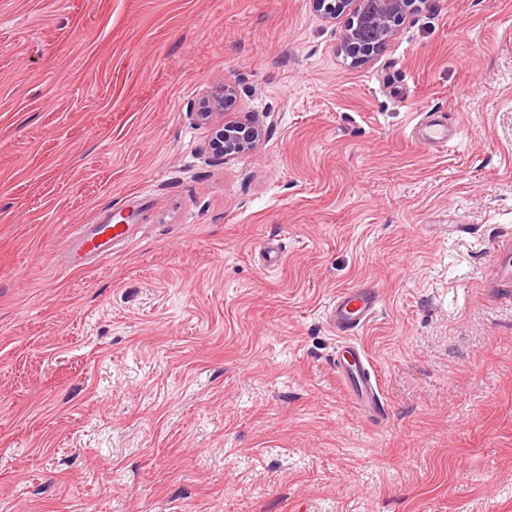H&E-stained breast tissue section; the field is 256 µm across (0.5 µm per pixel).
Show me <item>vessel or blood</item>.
Wrapping results in <instances>:
<instances>
[{
	"label": "vessel or blood",
	"mask_w": 512,
	"mask_h": 512,
	"mask_svg": "<svg viewBox=\"0 0 512 512\" xmlns=\"http://www.w3.org/2000/svg\"><path fill=\"white\" fill-rule=\"evenodd\" d=\"M418 129L421 141L430 147L447 146L458 136L457 126L449 124L442 114L428 115ZM132 234V225L112 222L107 214H100L96 223L86 225L65 244L66 263L75 268L84 265L90 256L107 258L117 243L127 241ZM377 303V296L369 289L341 290L328 308L327 321L340 335L356 334L372 319ZM336 369L347 392L357 403L366 408L375 406L377 384L372 380L367 357L359 345L346 346L344 357L336 361Z\"/></svg>",
	"instance_id": "vessel-or-blood-1"
}]
</instances>
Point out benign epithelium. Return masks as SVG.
Here are the masks:
<instances>
[{
  "label": "benign epithelium",
  "instance_id": "7a95c632",
  "mask_svg": "<svg viewBox=\"0 0 512 512\" xmlns=\"http://www.w3.org/2000/svg\"><path fill=\"white\" fill-rule=\"evenodd\" d=\"M416 0H313L324 17L348 16L341 52L354 63L365 62L396 35L397 27ZM235 93L232 84L218 87L203 103L196 117L212 126L213 149L225 158L255 148L261 138L260 126L250 120L214 123L224 110V101Z\"/></svg>",
  "mask_w": 512,
  "mask_h": 512
}]
</instances>
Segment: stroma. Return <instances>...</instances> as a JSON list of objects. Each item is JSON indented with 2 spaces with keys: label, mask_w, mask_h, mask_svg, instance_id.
<instances>
[{
  "label": "stroma",
  "mask_w": 512,
  "mask_h": 512,
  "mask_svg": "<svg viewBox=\"0 0 512 512\" xmlns=\"http://www.w3.org/2000/svg\"><path fill=\"white\" fill-rule=\"evenodd\" d=\"M345 26L0 0V512H512V0H424L362 65ZM227 81L263 126L228 159ZM105 207L137 238L66 268ZM354 286L366 411L325 319ZM235 88L230 83L218 87L203 103L196 117L202 124H212L213 149L224 158L233 157L255 148L261 138L260 126L250 120L224 122L215 124L214 118L223 115L224 101L231 98ZM418 125L420 140L430 147H445L458 136L457 125L449 124L443 114H430ZM344 353L341 358L337 357L336 369L347 392L361 406L373 408L378 398L377 384L372 380L364 350L352 344L345 347Z\"/></svg>",
  "instance_id": "1"
}]
</instances>
